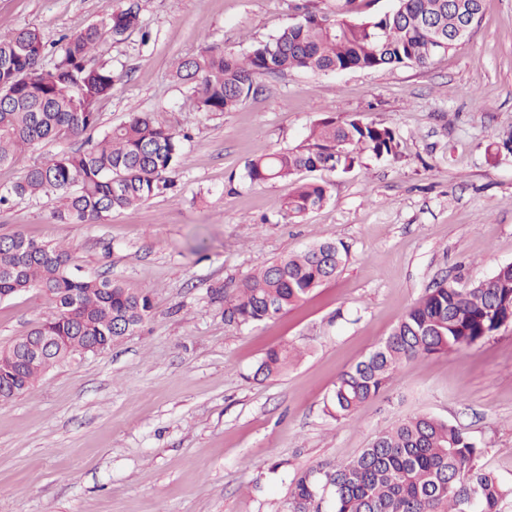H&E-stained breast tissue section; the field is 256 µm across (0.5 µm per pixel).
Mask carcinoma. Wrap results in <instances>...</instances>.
Returning a JSON list of instances; mask_svg holds the SVG:
<instances>
[{
    "mask_svg": "<svg viewBox=\"0 0 512 512\" xmlns=\"http://www.w3.org/2000/svg\"><path fill=\"white\" fill-rule=\"evenodd\" d=\"M484 0H396L383 14L355 16L356 0L306 11L301 19L243 55L206 45L178 59L173 77L190 82L188 100L199 112L221 115L258 91L257 80L288 70L335 73L350 69L424 67L457 47L448 33L478 23ZM142 30L139 0L106 19L62 38L53 65L42 66L46 42L34 25L0 33V166L41 143L77 137L99 124L98 106L112 92L116 75L99 61L108 42L123 43ZM365 156L396 159L393 130L357 118L325 117L299 143L249 160L244 178L252 186L288 180L293 190L283 219L296 221L330 198L326 182L303 172L347 174ZM182 140L153 113H134L104 132L84 151L64 152L30 166L11 193L57 200L54 216L71 224L106 220L136 208L173 186ZM347 249L323 241L276 259L220 293L224 319L251 326L278 319L289 307L332 280ZM38 290L52 312L29 332L56 336L52 352L29 361L23 337L0 350V390L18 395L50 368L93 343L103 351L138 330L151 315L149 293L83 275L68 251L21 234L0 239V299ZM512 322V265L469 287L435 283L399 320L389 336L341 371L327 412L348 419L375 397L403 364L470 348ZM286 346L270 348L256 375L288 369ZM481 454L461 429L428 414L404 419L378 433L369 446L332 470L312 467L294 474L282 512H501L512 495L491 472L477 467Z\"/></svg>",
    "mask_w": 512,
    "mask_h": 512,
    "instance_id": "cac0c4a2",
    "label": "carcinoma"
}]
</instances>
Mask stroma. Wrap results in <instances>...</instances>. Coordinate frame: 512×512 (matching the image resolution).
Segmentation results:
<instances>
[{
	"label": "stroma",
	"mask_w": 512,
	"mask_h": 512,
	"mask_svg": "<svg viewBox=\"0 0 512 512\" xmlns=\"http://www.w3.org/2000/svg\"><path fill=\"white\" fill-rule=\"evenodd\" d=\"M126 0H0V32L35 25L48 42ZM323 0H142L147 40L106 44L119 73L97 128L19 152L0 166L10 191L34 160L84 149L134 112L184 134L175 186L96 224H67L50 198L12 195L0 236L70 249L82 273L149 290L154 311L104 353L77 354L0 401V512H280L295 472L356 457L416 414L460 428L478 464L512 485V323L460 352L404 364L348 420L325 410L342 370L383 341L435 281L468 285L512 263V0H485L480 22L426 67L266 78L221 115L187 103L175 59L210 44L247 52ZM391 127L399 159L316 173L324 206L287 222V181L262 186L244 164L299 142L317 120ZM348 258L280 319L240 329L217 290L306 246ZM52 310L30 290L0 301V349ZM292 348L286 372L256 368ZM292 361V355L286 346L270 348L266 353L255 374L262 375L264 378L277 376L288 369Z\"/></svg>",
	"instance_id": "obj_1"
}]
</instances>
